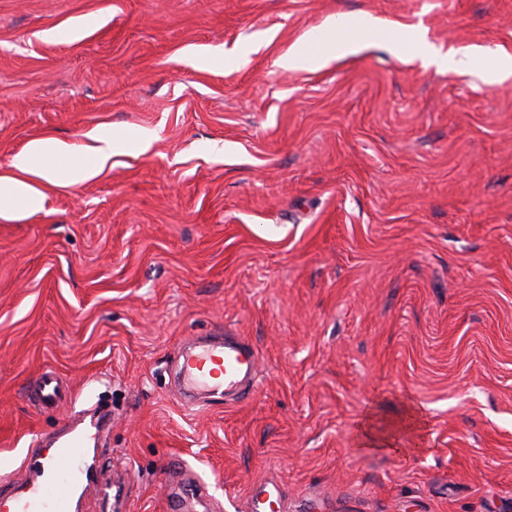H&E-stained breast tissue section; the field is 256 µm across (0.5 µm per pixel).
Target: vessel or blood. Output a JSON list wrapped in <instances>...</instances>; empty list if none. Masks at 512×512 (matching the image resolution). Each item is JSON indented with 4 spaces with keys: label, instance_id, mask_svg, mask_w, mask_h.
I'll list each match as a JSON object with an SVG mask.
<instances>
[{
    "label": "vessel or blood",
    "instance_id": "vessel-or-blood-1",
    "mask_svg": "<svg viewBox=\"0 0 512 512\" xmlns=\"http://www.w3.org/2000/svg\"><path fill=\"white\" fill-rule=\"evenodd\" d=\"M185 393L199 387L237 399L254 391L258 356L240 336H217L190 343L180 366ZM39 405L49 409L66 394L61 378L42 372L33 382ZM96 439L92 428L70 429L58 437L53 457L29 458L31 480L18 491L0 490V512H72L77 494L97 488L96 473L86 453ZM249 512H284L279 486L265 482L247 500Z\"/></svg>",
    "mask_w": 512,
    "mask_h": 512
}]
</instances>
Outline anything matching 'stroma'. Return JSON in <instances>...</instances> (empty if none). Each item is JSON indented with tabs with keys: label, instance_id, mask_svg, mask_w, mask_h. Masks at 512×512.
Segmentation results:
<instances>
[{
	"label": "stroma",
	"instance_id": "35a3bbf8",
	"mask_svg": "<svg viewBox=\"0 0 512 512\" xmlns=\"http://www.w3.org/2000/svg\"><path fill=\"white\" fill-rule=\"evenodd\" d=\"M356 14L382 40L278 66ZM416 28L473 70L422 66ZM504 53L512 0H0V174L34 138L154 135L0 219V487L97 405L98 476L130 474L85 512H247L264 479L288 512H512ZM224 333L258 354L254 394L186 404L180 346ZM46 369L52 410L27 396ZM37 402L44 409L56 407L66 394L61 378L53 371H44L33 381Z\"/></svg>",
	"mask_w": 512,
	"mask_h": 512
}]
</instances>
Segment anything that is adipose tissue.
Listing matches in <instances>:
<instances>
[{
  "instance_id": "1",
  "label": "adipose tissue",
  "mask_w": 512,
  "mask_h": 512,
  "mask_svg": "<svg viewBox=\"0 0 512 512\" xmlns=\"http://www.w3.org/2000/svg\"><path fill=\"white\" fill-rule=\"evenodd\" d=\"M329 41L306 40L281 56L278 65L294 70L303 63L322 67L332 60L358 54L364 37L383 34V22L365 14L354 18H334L327 25ZM127 134L101 130L92 135L90 144L74 147L54 137L30 141L13 155L10 171L0 174V219H17L43 209L46 196L41 184L73 186L101 175L111 167L113 155L130 142Z\"/></svg>"
}]
</instances>
